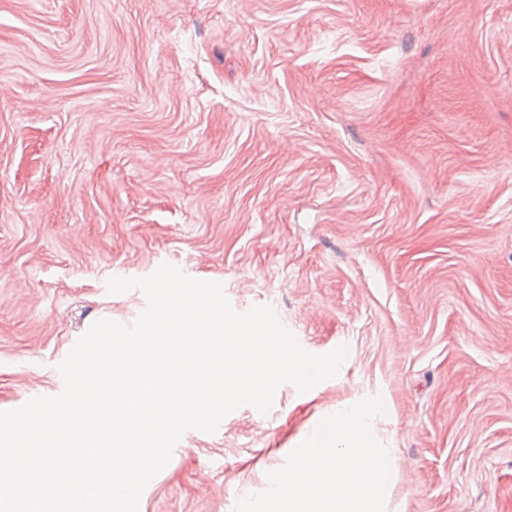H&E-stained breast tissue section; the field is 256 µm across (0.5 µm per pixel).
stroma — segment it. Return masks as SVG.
<instances>
[{
    "mask_svg": "<svg viewBox=\"0 0 512 512\" xmlns=\"http://www.w3.org/2000/svg\"><path fill=\"white\" fill-rule=\"evenodd\" d=\"M165 262L348 355L139 512H233L375 396L388 512H512V0H0V411Z\"/></svg>",
    "mask_w": 512,
    "mask_h": 512,
    "instance_id": "35a3bbf8",
    "label": "stroma"
}]
</instances>
